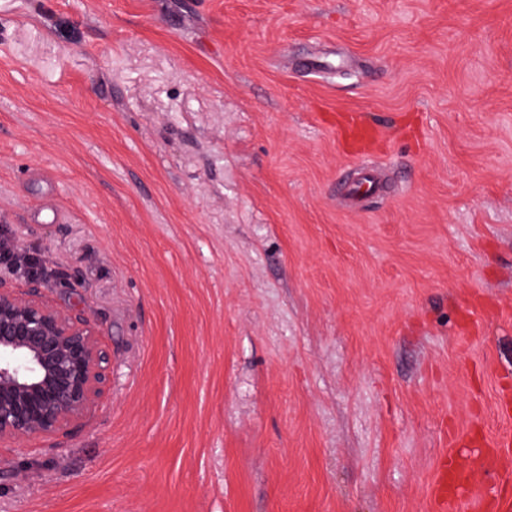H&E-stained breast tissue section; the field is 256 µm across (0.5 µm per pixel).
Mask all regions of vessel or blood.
<instances>
[{"label": "vessel or blood", "mask_w": 512, "mask_h": 512, "mask_svg": "<svg viewBox=\"0 0 512 512\" xmlns=\"http://www.w3.org/2000/svg\"><path fill=\"white\" fill-rule=\"evenodd\" d=\"M336 129L345 141L364 147L379 137L375 128L355 115L340 116ZM464 443L458 436L451 440L435 478L432 497L437 512H512V499L499 495L496 484L487 479L491 473L512 474V437H499L472 449L471 464L466 468L457 461V449Z\"/></svg>", "instance_id": "1"}]
</instances>
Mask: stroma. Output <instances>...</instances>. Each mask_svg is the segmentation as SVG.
<instances>
[{"instance_id":"35a3bbf8","label":"stroma","mask_w":512,"mask_h":512,"mask_svg":"<svg viewBox=\"0 0 512 512\" xmlns=\"http://www.w3.org/2000/svg\"><path fill=\"white\" fill-rule=\"evenodd\" d=\"M0 230L110 355L0 512H435L512 433V0H0ZM336 129L346 142L364 147L373 144L379 137L375 128L364 124L355 115H340Z\"/></svg>"}]
</instances>
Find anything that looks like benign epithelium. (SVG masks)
Returning a JSON list of instances; mask_svg holds the SVG:
<instances>
[{"mask_svg":"<svg viewBox=\"0 0 512 512\" xmlns=\"http://www.w3.org/2000/svg\"><path fill=\"white\" fill-rule=\"evenodd\" d=\"M95 326L0 289V442L52 436L109 385Z\"/></svg>","mask_w":512,"mask_h":512,"instance_id":"1","label":"benign epithelium"}]
</instances>
